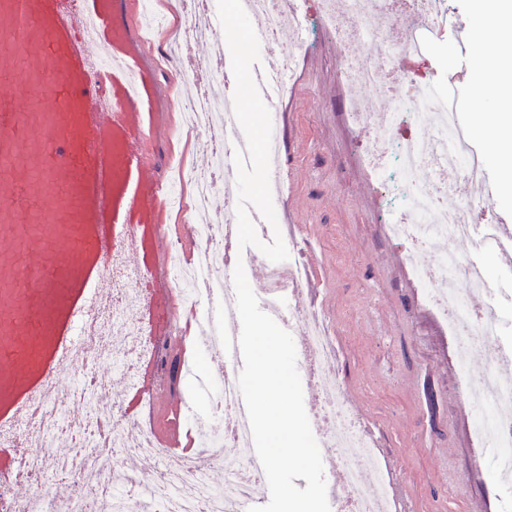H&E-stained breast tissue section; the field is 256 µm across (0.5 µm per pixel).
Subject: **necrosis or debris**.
Listing matches in <instances>:
<instances>
[{"mask_svg":"<svg viewBox=\"0 0 512 512\" xmlns=\"http://www.w3.org/2000/svg\"><path fill=\"white\" fill-rule=\"evenodd\" d=\"M245 9L260 22L267 41L275 45L272 60L281 76H292L315 30L332 34L338 45L340 79L349 91L344 116L361 135V158L373 174L395 166L398 180L379 184L386 196L401 195L383 224L389 240L403 246L404 261L424 290L426 304L447 326L453 356L466 362L469 355L485 353L490 365L480 375L462 373L460 393L471 406L486 408L476 427L477 452L492 451L499 478L512 486V346L502 338L512 329L504 314L512 302V289L488 277L482 259L489 240L500 231V208L476 147L464 136L456 107L424 102L438 70L410 69L412 60L424 58L422 37L443 40L451 36L464 45L459 14L450 0H313L303 9L301 0H247ZM409 23L399 27V14ZM378 52L367 58L364 41ZM186 128L199 138L223 140L224 153L213 158V172L178 167L173 181L193 188L191 218L200 243L193 273L177 277L192 304H205L202 316L206 337L202 357L194 361L197 383H205L200 368L204 359L221 358L224 378L210 393V411L201 418L203 444L209 465L224 469L223 487H213L204 468L195 462L177 463L148 434L133 436L119 387L98 374L103 357L121 362L128 380H135L144 361L154 358L156 338L143 313L150 293L142 283L149 269L128 263V241L112 246L106 273L108 299L90 296L82 318V347L64 357L80 383L71 395L72 414H62L51 397L36 400L19 422L0 426V446L12 449L7 467L0 469V512H44L43 491L48 478L69 476L80 488L65 512H235L237 504L260 493L265 473L253 453L248 417L239 406L240 390L233 355L239 318L229 242L237 236L236 199L224 194V224L208 222L214 194V176L224 155L232 154L226 141L228 128L237 121L233 95H208L185 100ZM456 182H449L448 171ZM457 205H449V196ZM468 243L459 251L458 243ZM263 264L265 305L268 315L288 310L289 332L304 336L301 356L312 374L317 403L315 437L332 449L333 464L343 467L345 482L333 492L336 512H391L387 486L380 474L374 443L360 417L346 404L337 370L339 353L326 321L302 298L308 271L301 260L272 262L256 254ZM482 294V308L470 303ZM126 339L112 341L115 325ZM137 458L138 474L121 465L122 456ZM32 492L20 497L18 484Z\"/></svg>","mask_w":512,"mask_h":512,"instance_id":"1","label":"necrosis or debris"}]
</instances>
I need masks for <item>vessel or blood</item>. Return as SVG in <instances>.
Returning <instances> with one entry per match:
<instances>
[{
    "mask_svg": "<svg viewBox=\"0 0 512 512\" xmlns=\"http://www.w3.org/2000/svg\"><path fill=\"white\" fill-rule=\"evenodd\" d=\"M131 0H0V423L51 393L90 289L108 286L116 236L159 265L167 186L136 146L159 79L120 14ZM49 85L37 91L35 81ZM156 384L148 364L124 390L128 413Z\"/></svg>",
    "mask_w": 512,
    "mask_h": 512,
    "instance_id": "1",
    "label": "vessel or blood"
}]
</instances>
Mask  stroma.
<instances>
[{
	"mask_svg": "<svg viewBox=\"0 0 512 512\" xmlns=\"http://www.w3.org/2000/svg\"><path fill=\"white\" fill-rule=\"evenodd\" d=\"M146 51L160 78L161 114L144 157L166 180L178 162L209 170L211 146L181 130L177 106L217 86L216 71L203 66L211 39L183 38L176 62L160 43ZM337 69L333 39L316 36L281 92L288 192L274 208L284 242L303 249L307 297L336 342L347 403L391 471L401 512H512V488L473 450L471 432L483 414L459 393L448 329L424 305L400 247L382 229L384 207L344 120ZM177 400L204 408L203 400L161 383L151 409L131 427L163 431Z\"/></svg>",
	"mask_w": 512,
	"mask_h": 512,
	"instance_id": "stroma-1",
	"label": "stroma"
}]
</instances>
